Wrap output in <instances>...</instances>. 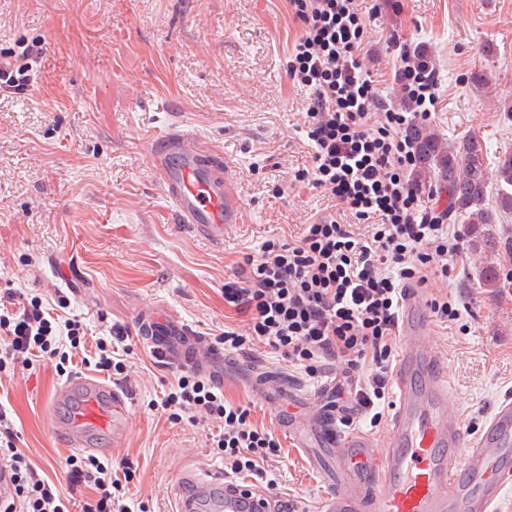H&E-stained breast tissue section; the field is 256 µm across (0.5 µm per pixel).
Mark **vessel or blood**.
<instances>
[{
    "label": "vessel or blood",
    "mask_w": 512,
    "mask_h": 512,
    "mask_svg": "<svg viewBox=\"0 0 512 512\" xmlns=\"http://www.w3.org/2000/svg\"><path fill=\"white\" fill-rule=\"evenodd\" d=\"M149 160L177 223L211 245H223L225 232L242 217L223 156L201 137L173 128L151 144ZM137 325L167 364L222 380V351L188 324L149 306ZM400 328L404 343L387 445L378 447L363 433L338 437L333 416L314 420L315 442L331 449L341 480L312 512H498L512 487V400L499 403L482 433L467 440L450 410L448 376L426 343L432 325L425 289L408 292ZM50 408L54 432L78 453L108 455L127 439L131 399L119 386L74 377L58 387ZM212 494L219 512L288 508L287 501L254 483L221 476L202 481L190 472L177 480L179 512H200Z\"/></svg>",
    "instance_id": "obj_1"
}]
</instances>
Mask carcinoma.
I'll list each match as a JSON object with an SVG mask.
<instances>
[{"label": "carcinoma", "instance_id": "1", "mask_svg": "<svg viewBox=\"0 0 512 512\" xmlns=\"http://www.w3.org/2000/svg\"><path fill=\"white\" fill-rule=\"evenodd\" d=\"M406 135L415 149L416 188H437L447 193L448 218L464 217L472 248L498 251L497 213L512 212V151L503 152L492 171L477 138L446 146L439 134L423 122L407 126ZM493 182L498 186L494 211L486 207ZM502 275L501 264L493 260L476 268L473 277L482 288H500Z\"/></svg>", "mask_w": 512, "mask_h": 512}]
</instances>
